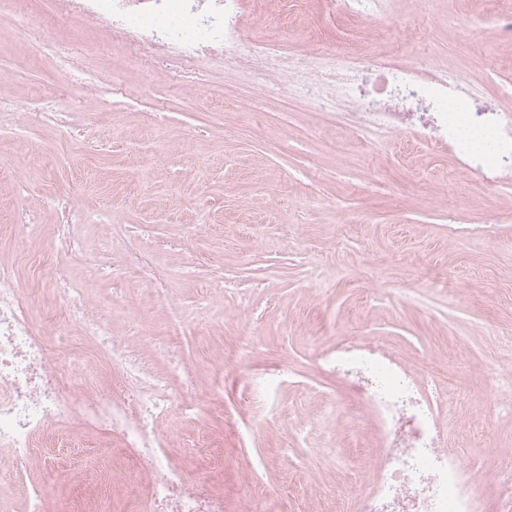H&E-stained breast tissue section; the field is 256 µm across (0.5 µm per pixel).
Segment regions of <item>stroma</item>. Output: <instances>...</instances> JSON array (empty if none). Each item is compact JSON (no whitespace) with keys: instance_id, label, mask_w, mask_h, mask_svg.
<instances>
[{"instance_id":"obj_1","label":"stroma","mask_w":512,"mask_h":512,"mask_svg":"<svg viewBox=\"0 0 512 512\" xmlns=\"http://www.w3.org/2000/svg\"><path fill=\"white\" fill-rule=\"evenodd\" d=\"M494 7L393 0L392 25L368 36L329 0H292L284 14L246 19L244 31L290 54L427 56L512 109V40L477 27ZM21 9L47 21L55 0H0V99L39 97L68 123L0 129V262L19 264L30 294L60 276L100 299L122 295L154 336L176 342L207 400L202 416L171 419L182 474L222 491L227 512L255 480L288 512L349 503L372 473L376 433L316 356L361 336L445 381L446 445L466 449L495 504V475L512 452V184L473 180L447 150L408 134L347 131L336 113L255 90L208 58L205 92L187 96L104 39L96 21L55 25L53 43L32 44L14 24ZM57 42L75 45L69 72L56 65ZM72 72L107 76L97 107L78 102ZM60 198L91 255L54 252ZM24 205L39 228L21 259L7 226ZM106 211L135 234L139 264L92 226ZM93 262L123 269L122 281L88 278ZM249 327L257 342L241 363L237 339ZM263 368L284 374L273 405L242 404L241 381ZM66 485L70 512H95L105 493L87 460Z\"/></svg>"}]
</instances>
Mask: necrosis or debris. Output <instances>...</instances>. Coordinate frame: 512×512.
<instances>
[{"instance_id": "obj_1", "label": "necrosis or debris", "mask_w": 512, "mask_h": 512, "mask_svg": "<svg viewBox=\"0 0 512 512\" xmlns=\"http://www.w3.org/2000/svg\"><path fill=\"white\" fill-rule=\"evenodd\" d=\"M269 0H57L56 15L100 21L123 53L156 66L157 79L181 73L183 90L204 91L200 67L211 58L225 69L258 77L314 111L336 110L347 125L385 137L411 134L448 148L458 165L489 185L512 182V110L477 93L472 83L426 60L352 53L321 60L289 58L263 37L246 36L245 11L263 18ZM337 17L373 31L391 22L389 0H333ZM63 307L39 322L20 288V270L0 263V474L17 478L20 512H54L48 490L58 474L17 476L37 453L67 457L86 447V434L117 441L128 456L123 472L96 461L103 485L121 484L124 512H224V497L207 482L185 478L173 464L160 426L174 406L198 409L194 375L183 370L173 388L146 358L158 348L139 309L116 306L137 346L112 334L83 289L53 281ZM378 427L379 461L350 512H486L480 476L460 450L445 446L435 396L422 373L382 346L339 337L319 356Z\"/></svg>"}]
</instances>
